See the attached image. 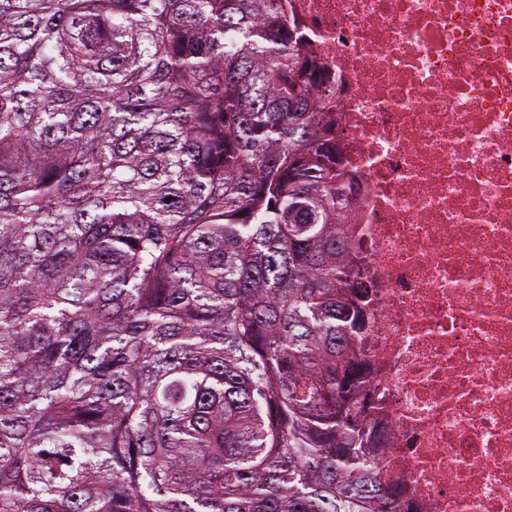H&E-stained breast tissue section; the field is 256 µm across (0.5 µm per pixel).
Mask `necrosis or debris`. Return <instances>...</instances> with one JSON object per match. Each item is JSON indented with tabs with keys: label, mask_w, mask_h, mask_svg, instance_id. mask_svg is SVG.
<instances>
[{
	"label": "necrosis or debris",
	"mask_w": 512,
	"mask_h": 512,
	"mask_svg": "<svg viewBox=\"0 0 512 512\" xmlns=\"http://www.w3.org/2000/svg\"><path fill=\"white\" fill-rule=\"evenodd\" d=\"M321 68L402 512H512V0H282Z\"/></svg>",
	"instance_id": "necrosis-or-debris-1"
}]
</instances>
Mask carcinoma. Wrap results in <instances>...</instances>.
I'll list each match as a JSON object with an SVG mask.
<instances>
[{"label":"carcinoma","mask_w":512,"mask_h":512,"mask_svg":"<svg viewBox=\"0 0 512 512\" xmlns=\"http://www.w3.org/2000/svg\"><path fill=\"white\" fill-rule=\"evenodd\" d=\"M280 2L0 0V512H397Z\"/></svg>","instance_id":"carcinoma-1"}]
</instances>
